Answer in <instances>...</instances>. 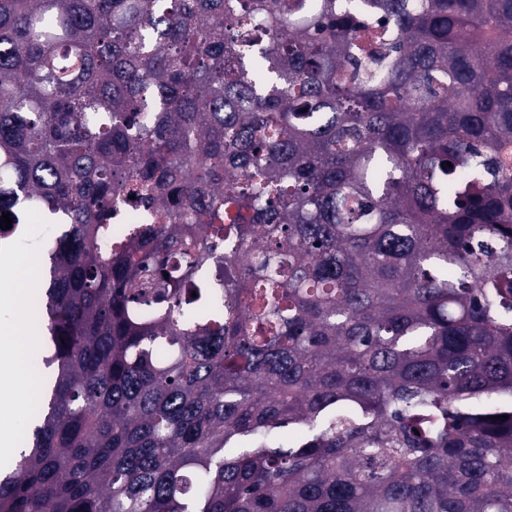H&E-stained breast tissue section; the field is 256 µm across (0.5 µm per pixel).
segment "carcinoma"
<instances>
[{"mask_svg": "<svg viewBox=\"0 0 512 512\" xmlns=\"http://www.w3.org/2000/svg\"><path fill=\"white\" fill-rule=\"evenodd\" d=\"M509 142L512 0H0L64 226L0 512H512ZM32 322V330H34L39 337V342L36 348L30 350L24 358V364L25 363H31L34 377L36 379L37 372L36 369L38 367H41V371L44 372V364L43 359H45L46 356L50 353V343H49V336L46 329V319L41 313L40 306L38 308V312L36 315V318L31 320ZM41 339H42V347H41Z\"/></svg>", "mask_w": 512, "mask_h": 512, "instance_id": "1", "label": "carcinoma"}]
</instances>
